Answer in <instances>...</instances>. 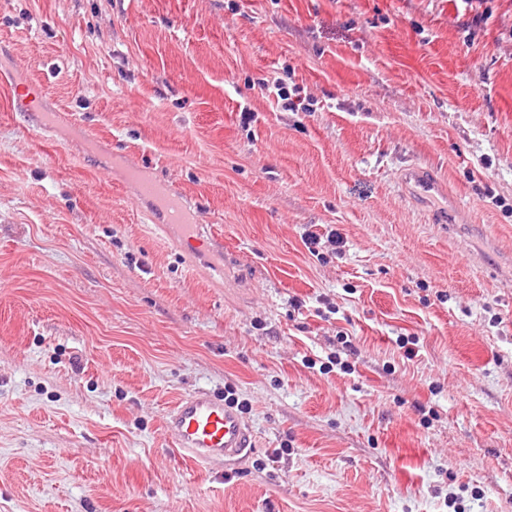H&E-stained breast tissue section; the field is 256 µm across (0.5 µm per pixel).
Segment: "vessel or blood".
Wrapping results in <instances>:
<instances>
[{"instance_id":"1","label":"vessel or blood","mask_w":512,"mask_h":512,"mask_svg":"<svg viewBox=\"0 0 512 512\" xmlns=\"http://www.w3.org/2000/svg\"><path fill=\"white\" fill-rule=\"evenodd\" d=\"M401 184L425 203L448 196L443 182L417 164L403 169ZM138 193L140 198L159 201L160 223L191 235L192 246L203 247V240L192 235L189 210L181 196L163 194L155 183L143 179ZM166 428L177 449L198 466L216 461L231 465L248 457L253 448L251 432L235 406L205 390L180 398L166 416Z\"/></svg>"}]
</instances>
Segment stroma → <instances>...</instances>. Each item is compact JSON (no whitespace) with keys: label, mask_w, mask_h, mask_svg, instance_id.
I'll list each match as a JSON object with an SVG mask.
<instances>
[{"label":"stroma","mask_w":512,"mask_h":512,"mask_svg":"<svg viewBox=\"0 0 512 512\" xmlns=\"http://www.w3.org/2000/svg\"><path fill=\"white\" fill-rule=\"evenodd\" d=\"M228 386L197 468L166 415ZM0 512H512V0H0ZM263 87L269 94H274L278 101H288L284 105V107L287 110H290L292 112L313 111V108L311 107L312 104L304 103V99H298L297 101H294L291 98V95L289 94L288 90L284 86V83L280 79L274 80L271 85L264 84ZM400 181L402 186L421 202L431 204L442 198L444 205L433 213L432 222L434 224H448V209L455 208L456 203L450 202L448 204V189L441 180L428 173L420 165L412 164L402 170ZM130 175L138 183V193L141 199H156L159 201L160 217L157 224H169L188 235L193 233L189 210L181 196L163 194L155 183L141 179L136 170H131ZM232 391L220 398L207 390L183 396L166 416V428L175 446L195 465L215 461L235 464L248 457L253 448L251 432L234 405L241 408Z\"/></svg>","instance_id":"35a3bbf8"}]
</instances>
